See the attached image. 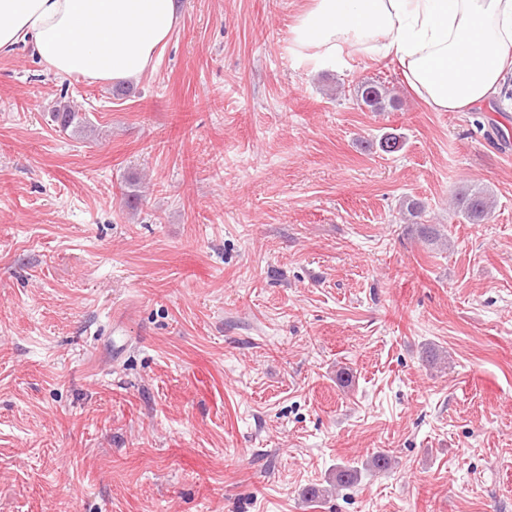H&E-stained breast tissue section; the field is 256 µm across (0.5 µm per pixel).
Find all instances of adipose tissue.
<instances>
[{
    "mask_svg": "<svg viewBox=\"0 0 512 512\" xmlns=\"http://www.w3.org/2000/svg\"><path fill=\"white\" fill-rule=\"evenodd\" d=\"M180 21L178 0H0V54L26 51L63 77L135 82ZM300 58L354 52L396 61L437 112H473L512 68V0H307L292 27Z\"/></svg>",
    "mask_w": 512,
    "mask_h": 512,
    "instance_id": "adipose-tissue-1",
    "label": "adipose tissue"
}]
</instances>
